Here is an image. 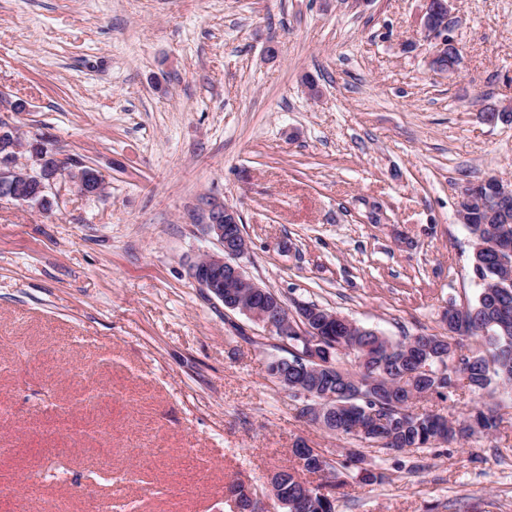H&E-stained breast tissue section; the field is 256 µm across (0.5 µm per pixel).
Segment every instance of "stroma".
I'll return each instance as SVG.
<instances>
[{
	"label": "stroma",
	"instance_id": "stroma-1",
	"mask_svg": "<svg viewBox=\"0 0 512 512\" xmlns=\"http://www.w3.org/2000/svg\"><path fill=\"white\" fill-rule=\"evenodd\" d=\"M459 5L448 76L420 0H0V122L105 182L48 212L0 200V512H231L230 486L266 494L297 439L344 461L352 440L269 378L280 339L190 278L215 248L202 208L238 211L246 276L287 307L447 334L448 303L481 288L459 189L512 180V122L483 118L512 100V0ZM423 407L502 423L364 446L387 479L336 512H512V397Z\"/></svg>",
	"mask_w": 512,
	"mask_h": 512
}]
</instances>
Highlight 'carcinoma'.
<instances>
[{
    "label": "carcinoma",
    "instance_id": "carcinoma-1",
    "mask_svg": "<svg viewBox=\"0 0 512 512\" xmlns=\"http://www.w3.org/2000/svg\"><path fill=\"white\" fill-rule=\"evenodd\" d=\"M492 226L484 209L476 208L468 225L473 244L486 241ZM474 266L481 288L475 302L467 305L471 317L468 336L482 338L484 346L462 355L461 363L468 371L464 387L480 395L498 386L512 387V323L506 328L499 324L503 314L512 320V284L503 278L491 249L481 253ZM234 294L236 300L251 307L268 304L266 297L250 288H236ZM313 308L330 321L321 340L332 349V359L339 362L349 357L351 367L344 377L332 378L318 363L303 358L308 352L305 340L290 336L287 356L271 359L268 374L288 392L298 383L318 391L331 388L336 394V412L326 418L322 429L399 452L466 438L474 422L482 424L488 435L498 430L500 419L491 410H478L462 420L415 411L417 403L433 396L444 399L453 388L456 368L443 359L448 337L420 334L398 340L368 328L360 333L349 330L343 316L317 304ZM291 453L293 464L282 467L270 480L273 495L293 502L285 512H334L331 489L354 480L370 485L385 479L383 473L367 466L358 448L346 449L340 469L302 439L295 442ZM303 474H322L325 480L315 485L303 480Z\"/></svg>",
    "mask_w": 512,
    "mask_h": 512
}]
</instances>
